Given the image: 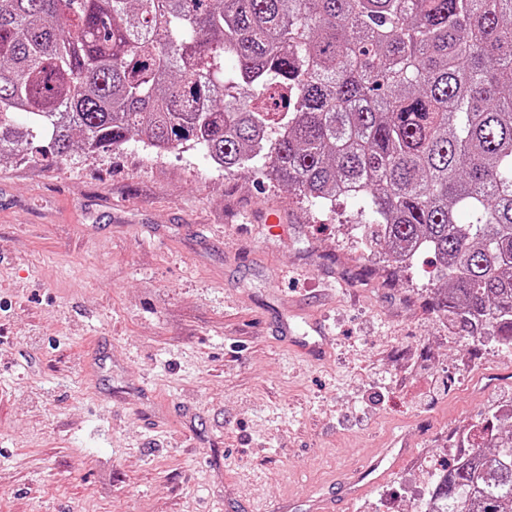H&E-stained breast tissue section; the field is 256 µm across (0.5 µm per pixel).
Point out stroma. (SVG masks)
Wrapping results in <instances>:
<instances>
[{
  "instance_id": "obj_1",
  "label": "stroma",
  "mask_w": 512,
  "mask_h": 512,
  "mask_svg": "<svg viewBox=\"0 0 512 512\" xmlns=\"http://www.w3.org/2000/svg\"><path fill=\"white\" fill-rule=\"evenodd\" d=\"M355 212L136 137L1 161L0 512H274L405 443L347 512H416L461 431L502 428L512 354Z\"/></svg>"
}]
</instances>
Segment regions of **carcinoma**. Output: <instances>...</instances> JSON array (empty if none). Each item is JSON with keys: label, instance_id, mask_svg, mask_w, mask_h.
I'll use <instances>...</instances> for the list:
<instances>
[{"label": "carcinoma", "instance_id": "carcinoma-1", "mask_svg": "<svg viewBox=\"0 0 512 512\" xmlns=\"http://www.w3.org/2000/svg\"><path fill=\"white\" fill-rule=\"evenodd\" d=\"M134 133L356 202L397 266L438 257L453 327L512 346V0H0V160ZM432 494L512 512V434Z\"/></svg>", "mask_w": 512, "mask_h": 512}]
</instances>
